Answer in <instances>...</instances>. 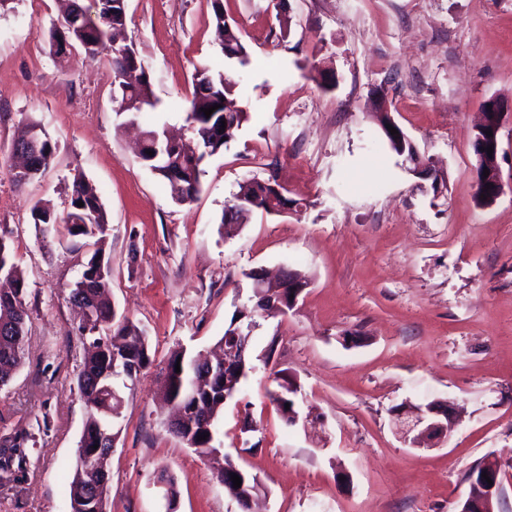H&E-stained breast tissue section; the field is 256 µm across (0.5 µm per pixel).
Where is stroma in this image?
I'll return each mask as SVG.
<instances>
[{"label":"stroma","instance_id":"stroma-1","mask_svg":"<svg viewBox=\"0 0 512 512\" xmlns=\"http://www.w3.org/2000/svg\"><path fill=\"white\" fill-rule=\"evenodd\" d=\"M126 5L158 99L141 125L181 128L201 65L232 75L249 119L205 160L197 197L175 203L122 125L107 58L51 53L59 0H9L0 12V233L29 282L25 357L0 387V435L50 420L21 482L0 487V512H70L86 408L81 315L67 294L99 244H75L61 226L43 248L31 209L65 216L77 175L108 214L112 302L154 355L122 392L108 512H165L163 472L177 512H239L213 462L168 432L160 389L173 350L215 347L259 268L298 271L308 286L287 314L258 319L254 369L214 431V446L264 486L256 512H456L471 468L512 457V121L500 137L503 192L489 206L475 195L473 149L485 102L512 100V0H224L244 67L224 58L212 0ZM380 97L431 175L390 149ZM27 120L55 150L19 187L3 155ZM269 178L301 207L254 212L225 235L240 185ZM346 331L356 343L342 342ZM288 382L307 423L286 424L269 397ZM433 400L453 406L454 428L438 447H410L393 409Z\"/></svg>","mask_w":512,"mask_h":512}]
</instances>
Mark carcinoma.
<instances>
[{
	"instance_id": "carcinoma-1",
	"label": "carcinoma",
	"mask_w": 512,
	"mask_h": 512,
	"mask_svg": "<svg viewBox=\"0 0 512 512\" xmlns=\"http://www.w3.org/2000/svg\"><path fill=\"white\" fill-rule=\"evenodd\" d=\"M100 11L110 15L108 21L90 24L87 14L90 7L81 0H71L67 16L69 21L75 14L82 13L69 31L74 45L83 50V61L92 63L102 52H109L112 67L114 97L118 112L134 119L148 107L154 106V91L150 76L141 68L136 69L130 62L139 58L134 41L127 33L126 4L117 0H101ZM215 28L225 59L244 66L248 63V52L237 22L224 15L220 0L213 4ZM236 83L224 72L212 73L202 65L195 70L193 93L189 100L186 116V134L175 148H168L165 132L154 127L142 131L143 148L141 160L166 181L170 196L177 203L195 199L201 190V176L205 158L220 152L224 140L231 139L248 119V112L235 92ZM220 108L205 116L201 109L214 105ZM226 128H221V122ZM28 135L43 138V147L34 166L46 168L53 154L50 140L44 137L40 126L28 122L18 130L14 141L22 142ZM271 187L264 182L250 180L240 186L234 202L229 205L221 218L224 227L231 230L247 223L255 211H269ZM84 206H77V202ZM32 218L37 226L58 224L57 215L38 204L32 208ZM68 235L72 238L103 235L108 229V217L96 189L79 176L74 179L70 195V209L64 219ZM0 277L7 278L14 285L8 292L0 291V386L7 385L24 359V345L27 336L25 295L27 275L12 254L7 239L0 236ZM112 288V258L102 250H95L82 264L81 274L68 295V301L78 307L94 306L99 315L89 320L82 319L79 333L89 339L83 365L77 375V388L87 407V418L78 442V448L94 451L95 441L109 412L120 407L114 399L112 387V350L130 353L124 363L127 375L124 380L134 381L141 370L153 362L149 338L144 329L124 315L118 314L109 299ZM256 323L248 311L233 315L224 330V336L248 337V325ZM183 372L178 387L168 389L165 398L176 397L187 410L207 413L213 419L224 409L223 389L207 388L199 380L209 373L210 365L186 357L177 362L173 355L167 360L166 375L175 377V365ZM35 433L25 428L0 436V483L20 481L29 465L28 444ZM112 476L107 468L96 473L84 471L75 465L71 481V512H107L108 493Z\"/></svg>"
}]
</instances>
